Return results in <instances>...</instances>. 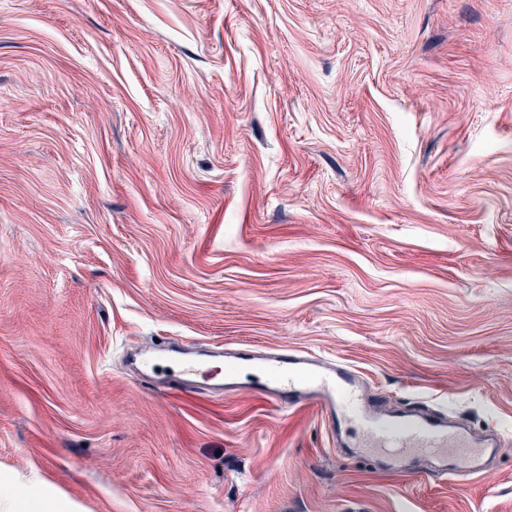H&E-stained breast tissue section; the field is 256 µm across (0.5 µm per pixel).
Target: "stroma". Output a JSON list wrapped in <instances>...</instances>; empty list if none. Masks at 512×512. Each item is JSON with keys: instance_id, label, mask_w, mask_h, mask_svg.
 Here are the masks:
<instances>
[{"instance_id": "1", "label": "stroma", "mask_w": 512, "mask_h": 512, "mask_svg": "<svg viewBox=\"0 0 512 512\" xmlns=\"http://www.w3.org/2000/svg\"><path fill=\"white\" fill-rule=\"evenodd\" d=\"M158 339L505 443L382 472ZM0 512H512V0H0Z\"/></svg>"}]
</instances>
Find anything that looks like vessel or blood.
Segmentation results:
<instances>
[{
  "instance_id": "obj_1",
  "label": "vessel or blood",
  "mask_w": 512,
  "mask_h": 512,
  "mask_svg": "<svg viewBox=\"0 0 512 512\" xmlns=\"http://www.w3.org/2000/svg\"><path fill=\"white\" fill-rule=\"evenodd\" d=\"M213 356L225 363V378L218 381V389L228 394L242 390L243 367L267 372L261 390L266 400L283 411L315 409L342 447L369 446L383 451L380 465L389 471L408 469L415 459L425 456L433 470L448 479L474 476L483 471L485 457L501 445L499 433H471L436 409H383L368 394L359 370L308 352L210 344L190 350L171 345L140 349L129 362L146 381L179 391L208 386L203 360Z\"/></svg>"
}]
</instances>
